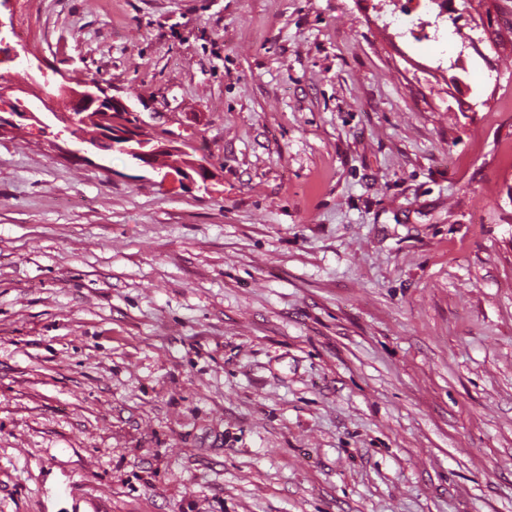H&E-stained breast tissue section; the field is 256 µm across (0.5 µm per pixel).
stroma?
<instances>
[{
	"instance_id": "stroma-1",
	"label": "stroma",
	"mask_w": 512,
	"mask_h": 512,
	"mask_svg": "<svg viewBox=\"0 0 512 512\" xmlns=\"http://www.w3.org/2000/svg\"><path fill=\"white\" fill-rule=\"evenodd\" d=\"M377 2L0 12L215 173L0 135V512H512V0Z\"/></svg>"
}]
</instances>
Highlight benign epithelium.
<instances>
[{"label":"benign epithelium","instance_id":"1","mask_svg":"<svg viewBox=\"0 0 512 512\" xmlns=\"http://www.w3.org/2000/svg\"><path fill=\"white\" fill-rule=\"evenodd\" d=\"M57 86L71 102V111L57 116L60 122L73 125L79 120H92L100 125L99 137L90 145V149L124 153L135 164L156 172L161 170L160 158L183 152L179 142L151 137L144 131L141 122L126 121V113L132 111V108L118 98L104 95L102 83L89 81L82 88L76 89L62 81ZM16 91L22 92L24 88L10 83L0 84V132L7 129L26 130L39 137H50L49 124L42 121L37 113L43 110L54 111V94L40 91L36 95L39 101L36 105L14 96ZM214 178V172L204 161L192 160L162 173L161 183L184 187L200 181L207 189Z\"/></svg>","mask_w":512,"mask_h":512}]
</instances>
